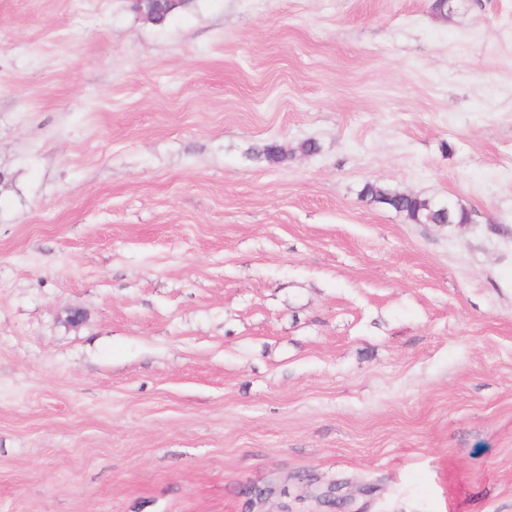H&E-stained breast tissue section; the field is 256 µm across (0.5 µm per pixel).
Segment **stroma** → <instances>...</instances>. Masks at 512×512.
Listing matches in <instances>:
<instances>
[{"mask_svg":"<svg viewBox=\"0 0 512 512\" xmlns=\"http://www.w3.org/2000/svg\"><path fill=\"white\" fill-rule=\"evenodd\" d=\"M432 3L0 0V512H512V0ZM363 198L389 206L415 224H468L470 212L461 204L439 206L432 201L416 195L386 187L381 184L367 183L361 190Z\"/></svg>","mask_w":512,"mask_h":512,"instance_id":"1","label":"stroma"}]
</instances>
